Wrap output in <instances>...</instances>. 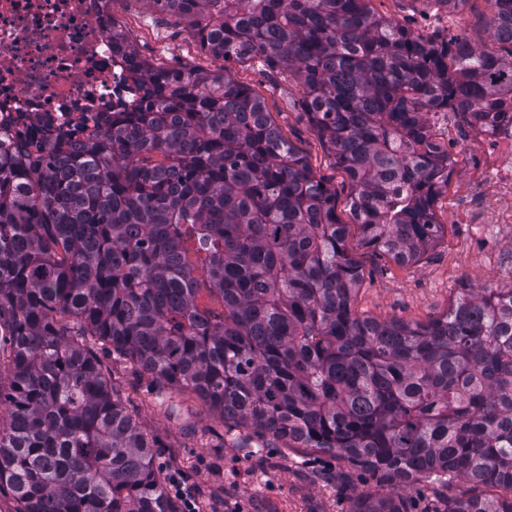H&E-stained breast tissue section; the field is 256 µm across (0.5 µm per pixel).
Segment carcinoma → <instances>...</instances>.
Here are the masks:
<instances>
[{
	"label": "carcinoma",
	"mask_w": 512,
	"mask_h": 512,
	"mask_svg": "<svg viewBox=\"0 0 512 512\" xmlns=\"http://www.w3.org/2000/svg\"><path fill=\"white\" fill-rule=\"evenodd\" d=\"M202 51L294 75L347 174L364 242L412 264L443 234L450 153L427 115L512 110V0H486L504 57L436 43L371 0H149ZM141 100L73 148L0 156V493L16 512H178L155 444L90 337L187 390L242 444L268 436L392 491L459 477L429 512H512V287L463 290L426 322L360 316L336 197L230 72L161 68L117 30Z\"/></svg>",
	"instance_id": "1"
}]
</instances>
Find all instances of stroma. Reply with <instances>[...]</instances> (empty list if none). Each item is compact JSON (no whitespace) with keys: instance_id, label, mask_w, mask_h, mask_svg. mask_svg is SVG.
Wrapping results in <instances>:
<instances>
[{"instance_id":"obj_1","label":"stroma","mask_w":512,"mask_h":512,"mask_svg":"<svg viewBox=\"0 0 512 512\" xmlns=\"http://www.w3.org/2000/svg\"><path fill=\"white\" fill-rule=\"evenodd\" d=\"M374 11L413 34L442 42L465 37L480 49L499 51L487 25L486 0H469L450 14L435 0H371ZM117 27L140 57L163 68L194 67L208 72L230 69L234 78L264 102L282 136L308 159L316 178L336 194V212L350 223L351 191L328 145L311 128L300 107L301 89L294 76L259 61L224 62L205 54L183 26L154 11L148 0H112ZM492 192L473 198L468 172L454 166L448 187L434 204L444 233L414 264H399L366 246L358 228L349 230L347 248L362 271L355 307L378 320L425 322L446 312L463 288L512 286V226L458 224L456 208L490 206ZM115 377L133 399L137 420L154 438V463L171 481L166 492L194 495L196 512H348L356 494L377 490L376 479L363 470H349L338 457L310 448H266L261 439L236 447L224 431L223 417L193 394L170 390L156 396L151 378L136 376L125 364Z\"/></svg>"}]
</instances>
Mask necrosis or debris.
Listing matches in <instances>:
<instances>
[{"label": "necrosis or debris", "instance_id": "obj_1", "mask_svg": "<svg viewBox=\"0 0 512 512\" xmlns=\"http://www.w3.org/2000/svg\"><path fill=\"white\" fill-rule=\"evenodd\" d=\"M141 89L112 52V0H0V151L86 142ZM476 191L498 206L462 224H512V113L477 125L460 147Z\"/></svg>", "mask_w": 512, "mask_h": 512}]
</instances>
